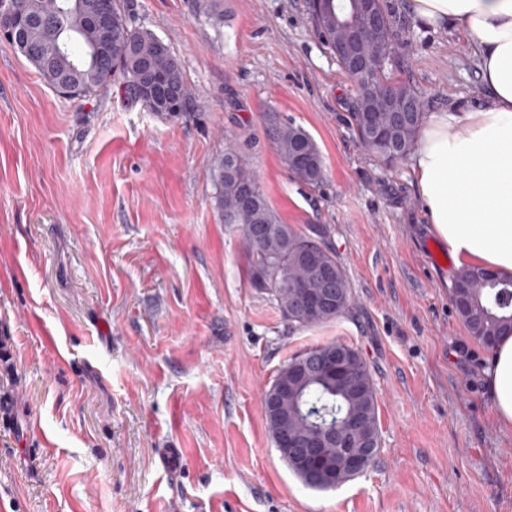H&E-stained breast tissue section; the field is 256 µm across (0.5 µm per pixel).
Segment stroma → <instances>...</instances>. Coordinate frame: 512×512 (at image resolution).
<instances>
[{
  "instance_id": "obj_1",
  "label": "stroma",
  "mask_w": 512,
  "mask_h": 512,
  "mask_svg": "<svg viewBox=\"0 0 512 512\" xmlns=\"http://www.w3.org/2000/svg\"><path fill=\"white\" fill-rule=\"evenodd\" d=\"M126 2L182 65V120L118 81L59 96L0 41V336L18 423L0 428V512H512L489 352L455 312L408 163L386 168L361 146L356 86L308 0ZM384 2L394 78L427 111L475 105L467 39ZM271 112L315 139L322 184L289 174ZM231 142L284 223L326 228L352 293L335 321L289 328L250 285L240 231L211 205ZM334 341L371 372L380 451L316 491L273 445L262 399L291 356Z\"/></svg>"
}]
</instances>
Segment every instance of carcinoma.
Returning a JSON list of instances; mask_svg holds the SVG:
<instances>
[{
  "label": "carcinoma",
  "instance_id": "cac0c4a2",
  "mask_svg": "<svg viewBox=\"0 0 512 512\" xmlns=\"http://www.w3.org/2000/svg\"><path fill=\"white\" fill-rule=\"evenodd\" d=\"M25 21L15 30L13 47L34 66L52 89L76 88L78 96L89 98L122 78L125 96L162 120L183 118L187 109L188 88L181 64L170 46L144 28L131 25L125 0H16ZM356 0H322L312 9L315 31L331 50H336V21H355ZM387 20L381 31V56L384 63L364 72H352L357 87L352 113L354 129L364 149L383 164L393 166L409 154L416 131L424 117V96L406 83L399 92L416 109L411 118L399 120L388 111L381 94L392 81L388 65L396 58L393 21L385 5H380ZM107 11L112 16L111 53L98 62L91 60L89 43L96 34L82 27L83 15ZM175 95L180 99L177 112L159 111L153 99ZM267 131L286 169L297 180L311 186L321 183L325 164L314 139L302 128L267 115ZM214 193L211 204L220 223L238 225L246 257V275L252 287L267 295L278 307L288 325L304 328L330 323L351 306L347 275L330 248L324 228L311 226L298 231L284 223L272 207L257 176L245 161L240 148L228 145L213 163ZM330 275V280L311 282V287L331 293V300L316 316L300 307L292 288L309 279L308 259ZM482 270L459 271L453 281V304L459 319L470 334L486 348L493 347L508 329L512 330V276H493L485 280ZM343 348L355 355L368 382L370 413L378 417L377 394L373 379L360 352L342 342H329L305 349L278 371L303 365L315 372L318 356ZM300 406L331 421L340 420L354 408L330 383L318 381L299 395Z\"/></svg>",
  "mask_w": 512,
  "mask_h": 512
}]
</instances>
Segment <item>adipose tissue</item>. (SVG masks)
Here are the masks:
<instances>
[{
  "instance_id": "obj_1",
  "label": "adipose tissue",
  "mask_w": 512,
  "mask_h": 512,
  "mask_svg": "<svg viewBox=\"0 0 512 512\" xmlns=\"http://www.w3.org/2000/svg\"><path fill=\"white\" fill-rule=\"evenodd\" d=\"M416 20L465 34L481 104L429 113L410 153L428 231L456 268L512 275V0H407ZM482 375L501 427L512 428V332Z\"/></svg>"
}]
</instances>
